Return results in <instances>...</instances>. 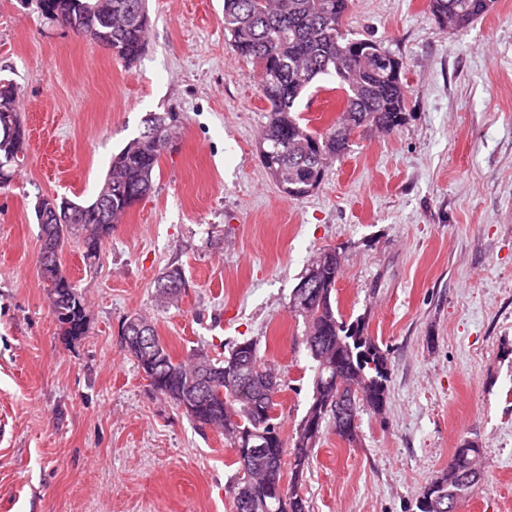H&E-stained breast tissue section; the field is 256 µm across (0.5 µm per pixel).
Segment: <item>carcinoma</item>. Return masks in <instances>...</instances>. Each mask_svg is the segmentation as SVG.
I'll use <instances>...</instances> for the list:
<instances>
[{
  "label": "carcinoma",
  "mask_w": 512,
  "mask_h": 512,
  "mask_svg": "<svg viewBox=\"0 0 512 512\" xmlns=\"http://www.w3.org/2000/svg\"><path fill=\"white\" fill-rule=\"evenodd\" d=\"M99 0H43L42 16L53 20L60 11L84 31V36L104 43L126 65L136 63L145 51L149 16L146 0H112V24L104 23L96 12ZM493 0H429V10L441 25L462 28L489 11ZM350 0H224V31L231 36V47L242 58L260 67V91L267 103L268 121L261 136L260 152L271 177L292 198L307 196L321 183L329 162L343 154L349 139L339 130L374 126L392 133L401 125L407 110V95L401 67L378 74L368 58L377 42L352 38L342 30ZM320 76L336 79V89L344 92L342 111L325 131L308 128L297 110L299 98ZM175 117L171 112H154L144 120V131L129 140L115 154L95 198H109L106 215L95 203L84 206L77 224L52 219L40 225V260L54 267L48 284L51 308L60 335L74 341L86 331V314L81 296L64 273L59 253L67 240L78 241L84 258L93 262L103 240L112 235L119 219L147 196L153 188L163 147L170 140ZM26 131L23 113L0 112V188L14 179L23 151ZM341 271V256L334 249L316 254L301 281L309 284L308 302L291 299V308L305 320V346L313 367V389L305 415L320 419L317 434L308 435L297 427L292 446L284 442L274 418L263 414L275 407L278 384L274 374L261 362L258 341L233 344L222 358L204 351L188 361H177L157 338L154 324L138 316L144 333L154 336L147 351L126 347L137 368L150 378L153 390L181 405V398L197 391L196 374L200 366L209 367L221 397H197L193 421L224 431V440L235 452V480L247 478L258 490L276 487L283 481L284 466L290 478L284 494L272 512H310L301 491L303 476L324 427L337 418L336 408L344 396L354 399L355 413L365 409L384 410L387 403L391 362L386 351L365 333L360 319L348 323L336 311V281ZM185 284L178 267L164 272L156 286L162 303L175 300ZM237 358L249 362L257 377L269 384L248 379H228L226 371ZM268 430L266 447L278 458L273 472L258 460L242 473V455L247 439L255 430ZM290 461H285V456ZM482 449L470 442L454 449L452 458L468 460L469 472L444 469L426 483L418 495V512H437L431 500L443 494L448 505L471 495L482 483Z\"/></svg>",
  "instance_id": "1"
}]
</instances>
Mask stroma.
<instances>
[{
  "mask_svg": "<svg viewBox=\"0 0 512 512\" xmlns=\"http://www.w3.org/2000/svg\"><path fill=\"white\" fill-rule=\"evenodd\" d=\"M144 54L111 49L0 0V77L20 87L27 149L0 189V512H234L235 453L156 394L121 347L125 317L175 358L260 342L291 439L313 372L290 308L312 257L339 248L336 299L392 363L385 411L355 441L326 431L303 481L310 512H418L454 448L483 450L480 488L455 512H512V0L445 28L429 0H352L344 27L402 64L405 119L356 130L321 184L289 198L259 149L256 64L224 31V0H148ZM330 77L301 101L310 129L342 109ZM151 112L174 113L154 188L98 259L65 242L87 330L64 341L39 267L35 204L91 201ZM181 268L179 298L154 282ZM163 274L167 279L161 277L158 280L156 286V297L161 303H168L174 301L178 297L181 288H183L185 284L184 274L178 267L171 268ZM167 281L177 283L178 286L175 288H165L163 284Z\"/></svg>",
  "mask_w": 512,
  "mask_h": 512,
  "instance_id": "stroma-1",
  "label": "stroma"
}]
</instances>
